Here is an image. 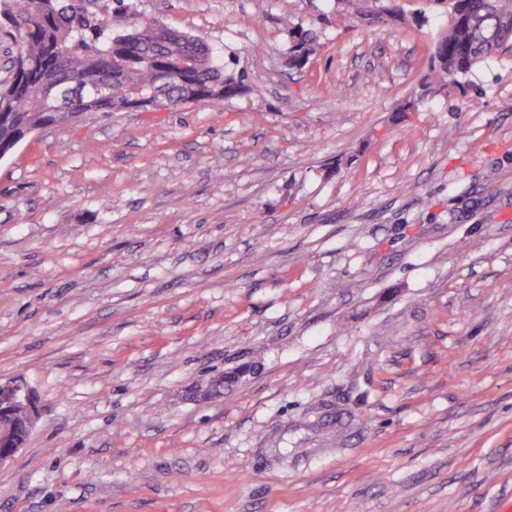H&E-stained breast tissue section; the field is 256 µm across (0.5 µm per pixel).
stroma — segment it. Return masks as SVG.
Here are the masks:
<instances>
[{"label": "stroma", "mask_w": 512, "mask_h": 512, "mask_svg": "<svg viewBox=\"0 0 512 512\" xmlns=\"http://www.w3.org/2000/svg\"><path fill=\"white\" fill-rule=\"evenodd\" d=\"M130 4L242 88L0 160V381L40 400L0 512H498L512 53L428 86L445 0Z\"/></svg>", "instance_id": "obj_1"}]
</instances>
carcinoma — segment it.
<instances>
[{
    "label": "carcinoma",
    "instance_id": "cac0c4a2",
    "mask_svg": "<svg viewBox=\"0 0 512 512\" xmlns=\"http://www.w3.org/2000/svg\"><path fill=\"white\" fill-rule=\"evenodd\" d=\"M0 24L16 47L0 83V150L28 125L46 124L47 99L64 89L70 110L96 114L121 107H170L187 97L222 101L241 85L201 39L132 10L128 0H0ZM512 48V0H448V30L437 40L433 69L461 83L486 57ZM189 66L171 74L173 64Z\"/></svg>",
    "mask_w": 512,
    "mask_h": 512
}]
</instances>
